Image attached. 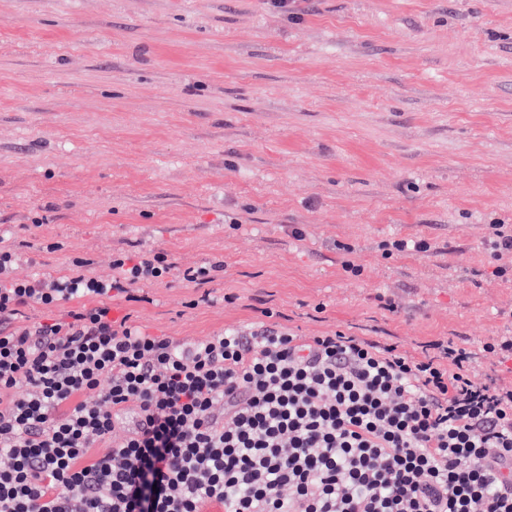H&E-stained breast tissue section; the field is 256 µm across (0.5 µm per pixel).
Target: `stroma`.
<instances>
[{
	"mask_svg": "<svg viewBox=\"0 0 512 512\" xmlns=\"http://www.w3.org/2000/svg\"><path fill=\"white\" fill-rule=\"evenodd\" d=\"M0 0V241L18 276L114 252L179 269L121 313L202 339L273 308L301 336L479 351L512 379V0ZM301 228L304 240L290 234ZM423 238L427 252L387 250ZM355 247L354 271L337 242ZM220 261L209 302L183 268ZM396 295L403 307L381 306ZM488 229V245L493 258L512 265V225L491 224Z\"/></svg>",
	"mask_w": 512,
	"mask_h": 512,
	"instance_id": "35a3bbf8",
	"label": "stroma"
}]
</instances>
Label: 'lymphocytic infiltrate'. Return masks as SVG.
<instances>
[{"label": "lymphocytic infiltrate", "mask_w": 512, "mask_h": 512, "mask_svg": "<svg viewBox=\"0 0 512 512\" xmlns=\"http://www.w3.org/2000/svg\"><path fill=\"white\" fill-rule=\"evenodd\" d=\"M0 246V512H512V383L469 348L413 355L281 312L201 341L146 334L114 301L172 268L14 277ZM76 298L68 320L20 325ZM131 417L121 439L115 424Z\"/></svg>", "instance_id": "f902f5d3"}]
</instances>
